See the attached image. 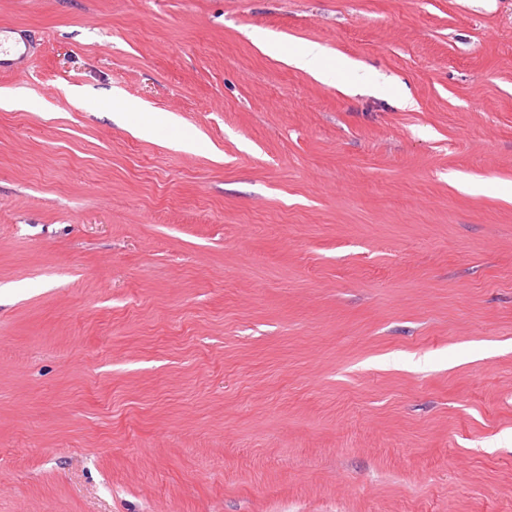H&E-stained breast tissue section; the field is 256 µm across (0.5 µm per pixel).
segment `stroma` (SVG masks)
I'll list each match as a JSON object with an SVG mask.
<instances>
[{"mask_svg": "<svg viewBox=\"0 0 512 512\" xmlns=\"http://www.w3.org/2000/svg\"><path fill=\"white\" fill-rule=\"evenodd\" d=\"M1 22L0 512H512V0ZM18 29L11 26H0V71L3 73H15L19 71L18 62L9 57L19 54V59H26L32 46L23 38ZM260 44L266 53L274 56H282L278 40L263 37ZM319 54L320 50L318 48L299 43L295 44L293 49L288 52V55L282 57L287 64L308 72L319 81L327 82V74L316 65V57Z\"/></svg>", "mask_w": 512, "mask_h": 512, "instance_id": "obj_1", "label": "stroma"}]
</instances>
